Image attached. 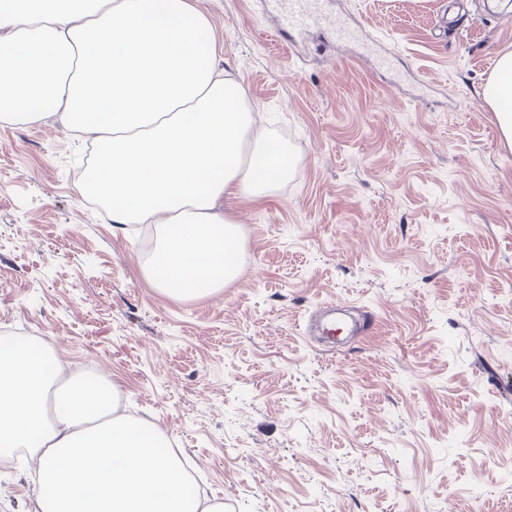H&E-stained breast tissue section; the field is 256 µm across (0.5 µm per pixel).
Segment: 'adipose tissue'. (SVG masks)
<instances>
[{"instance_id":"ef3b65f1","label":"adipose tissue","mask_w":512,"mask_h":512,"mask_svg":"<svg viewBox=\"0 0 512 512\" xmlns=\"http://www.w3.org/2000/svg\"><path fill=\"white\" fill-rule=\"evenodd\" d=\"M189 0H0V124L61 113L94 136L83 190L114 224H156L149 279L177 300L211 295L239 269L233 204L288 175ZM512 146V53L484 90ZM50 349L0 346V454L36 467L35 512H224L186 493L167 439L115 412L108 380L73 376Z\"/></svg>"}]
</instances>
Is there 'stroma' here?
Returning <instances> with one entry per match:
<instances>
[{"label": "stroma", "mask_w": 512, "mask_h": 512, "mask_svg": "<svg viewBox=\"0 0 512 512\" xmlns=\"http://www.w3.org/2000/svg\"><path fill=\"white\" fill-rule=\"evenodd\" d=\"M260 132L293 161L236 207L241 272L180 301L144 275L53 114L0 126V341L94 365L224 512H512V147L483 90L512 5L329 0L357 39L285 45L265 0H193ZM365 330L330 347L324 303ZM34 467L0 465V512Z\"/></svg>", "instance_id": "35a3bbf8"}]
</instances>
